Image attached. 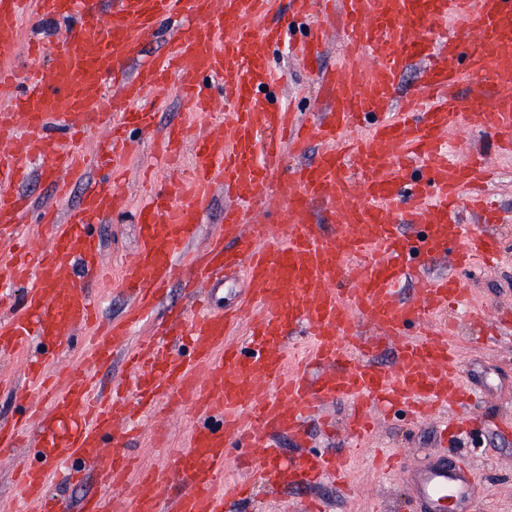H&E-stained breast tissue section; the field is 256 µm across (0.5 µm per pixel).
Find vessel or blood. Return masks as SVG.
Returning <instances> with one entry per match:
<instances>
[{
    "label": "vessel or blood",
    "instance_id": "obj_1",
    "mask_svg": "<svg viewBox=\"0 0 512 512\" xmlns=\"http://www.w3.org/2000/svg\"><path fill=\"white\" fill-rule=\"evenodd\" d=\"M99 0H0V288L24 284L25 300L0 317V356L29 353L25 373L38 395L13 424H0V447H15L25 422L39 416L41 445L78 475L79 461L101 464L99 492L80 512H235L256 488L303 489L300 512H323L321 481L343 479L344 449L316 451L309 430L323 406L351 401L352 435L369 431L372 410L416 423L465 406L473 389L461 375L453 330L444 318L461 297L462 273L498 255L496 239L462 223L460 202L491 212L483 187L491 172L483 151L466 145L448 156V135L461 130L493 138L512 153V0H112L110 20ZM320 4L344 55L318 81L323 107L300 119L276 93L271 48L289 41L290 24ZM61 17L71 26L50 45H28L21 64L10 59L24 18ZM174 17L191 19L170 52L141 61L143 46ZM302 61L323 51L319 33L291 41ZM421 81L400 90L412 61ZM179 75L186 109L208 120L187 143L182 127L164 135L160 160L174 165L192 148L191 170L176 185H152L136 212L139 247L118 281L130 297L124 319L90 337L68 382L47 385L66 333L88 324L102 274L93 227L122 209L110 176L87 186L78 204L50 229L48 246L33 249L32 212L18 191L40 158L41 178L68 196L86 172L122 169L149 132L156 113L149 89ZM112 81V96L102 85ZM476 84L468 96L462 83ZM59 136H52V129ZM108 138L96 156L84 145ZM301 158L285 170L283 154ZM233 197L223 227L206 251L190 253L215 184ZM246 202L262 203L251 215ZM321 207L324 229L313 217ZM451 269L430 275L441 260ZM246 279L238 308L221 312L204 297V312L156 319L149 341L133 345L130 329L149 319L176 277L211 284L217 273ZM413 281L411 298L399 286ZM248 320L244 338L233 331ZM186 339L190 363L167 352V338ZM390 350L392 364L375 358ZM125 352L131 384L103 393L97 374ZM194 406L196 423L173 465L136 473L128 446L135 417L159 401ZM285 433L297 447L283 457L270 440ZM247 465L252 484L224 477L228 456ZM422 512H469L473 472L463 458L401 465ZM50 471L27 465L19 490L28 512H64L49 498Z\"/></svg>",
    "mask_w": 512,
    "mask_h": 512
}]
</instances>
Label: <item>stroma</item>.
Listing matches in <instances>:
<instances>
[{
	"label": "stroma",
	"mask_w": 512,
	"mask_h": 512,
	"mask_svg": "<svg viewBox=\"0 0 512 512\" xmlns=\"http://www.w3.org/2000/svg\"><path fill=\"white\" fill-rule=\"evenodd\" d=\"M324 39L325 52L314 69L298 61L285 43L272 56L280 77L278 96L306 120L319 108L316 69L330 67L341 57L335 33L326 31ZM148 102L157 112L156 127L153 132L140 134L139 149L125 166L120 190L127 208L96 227L102 240V262L113 273L136 252L138 231L134 215L142 200L145 178L152 175L170 185L182 174L181 169L166 170L154 164L157 145L167 128L188 123L178 81L170 80L165 89L149 94ZM486 159L495 171L488 192L507 218L506 223L492 227L500 238V255L491 268H476L465 278L464 285L470 293L453 316L458 324L463 376L480 394L477 410L512 415V329L504 330L499 340L490 345L477 340V329L469 319L476 306L485 308L493 318L504 313L512 315V154L490 153ZM348 413L346 400L335 401L327 408L332 432L313 434L314 447L351 450L349 478L353 489L346 492L329 484L321 486L319 492L326 500L327 512H417L401 474L376 472L370 459L375 448L401 453L409 461L442 452L451 457L466 454L477 484L472 512H512V440H502L486 429L444 446L439 441L441 420L412 424L395 416L379 420L365 445L355 449L346 430ZM160 419L166 430L164 441L153 440L152 430L146 425L132 442L139 469L171 466L170 446L181 444L187 436L190 417L186 412L165 410Z\"/></svg>",
	"instance_id": "obj_1"
}]
</instances>
